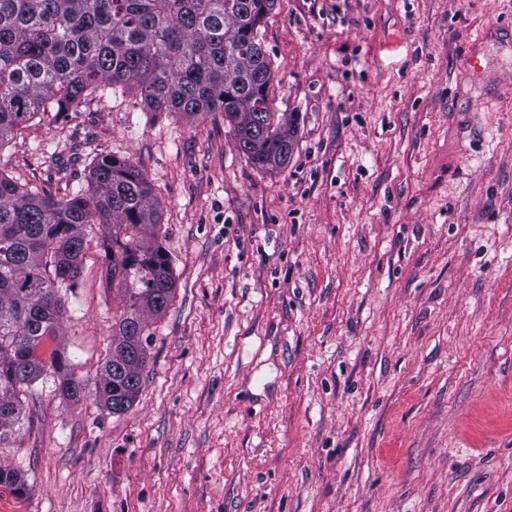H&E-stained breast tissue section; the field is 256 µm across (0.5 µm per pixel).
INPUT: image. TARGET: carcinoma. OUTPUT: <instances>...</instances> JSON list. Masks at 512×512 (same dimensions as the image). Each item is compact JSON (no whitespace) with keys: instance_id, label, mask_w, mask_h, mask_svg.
I'll list each match as a JSON object with an SVG mask.
<instances>
[{"instance_id":"carcinoma-1","label":"carcinoma","mask_w":512,"mask_h":512,"mask_svg":"<svg viewBox=\"0 0 512 512\" xmlns=\"http://www.w3.org/2000/svg\"><path fill=\"white\" fill-rule=\"evenodd\" d=\"M275 0H0V147L36 115L77 110L106 95L135 92L148 112L189 118L222 112L237 149L254 166L283 168L295 147L297 117L276 112L272 71L258 47L261 20ZM88 189L60 198L25 189L0 173V443L25 416L22 395L43 375L70 401L87 383L53 349L41 369L23 366L57 340L67 291L81 274L85 224L108 228L101 244L105 280L124 305L115 344L139 328L141 360L110 351L95 382L111 413L137 400L150 334L145 314L162 315L175 287L172 260L159 245L153 190L126 158L91 161ZM0 486L28 493L21 474L0 465Z\"/></svg>"}]
</instances>
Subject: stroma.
<instances>
[{
  "label": "stroma",
  "mask_w": 512,
  "mask_h": 512,
  "mask_svg": "<svg viewBox=\"0 0 512 512\" xmlns=\"http://www.w3.org/2000/svg\"><path fill=\"white\" fill-rule=\"evenodd\" d=\"M261 35L285 168L132 93L0 148L56 197L128 158L175 277L126 413L26 390L0 512H512V0H276ZM83 231L59 342L92 384L123 303Z\"/></svg>",
  "instance_id": "obj_1"
}]
</instances>
